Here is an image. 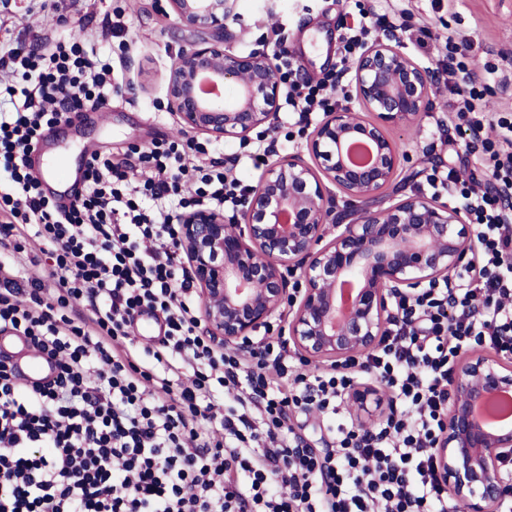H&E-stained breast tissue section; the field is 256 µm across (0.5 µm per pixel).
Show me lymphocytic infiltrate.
<instances>
[{
  "label": "lymphocytic infiltrate",
  "mask_w": 512,
  "mask_h": 512,
  "mask_svg": "<svg viewBox=\"0 0 512 512\" xmlns=\"http://www.w3.org/2000/svg\"><path fill=\"white\" fill-rule=\"evenodd\" d=\"M402 32L399 15H362L344 56L374 31ZM96 36L18 45L0 56L11 74L0 113V329L25 336L59 367L29 388L0 363V512H448L434 444L443 433L448 376L477 347L512 357V113L494 111L448 36L438 71L482 145L481 169L442 168L441 188L463 199L477 262L455 282L429 283L393 303L394 316L362 371L291 365L283 337L219 349L198 331L199 302L178 247L192 206L232 211L251 184L192 139L92 155L84 190L48 196L29 155L46 130L108 104L117 87ZM278 76L299 122L337 108L339 75L298 81L286 48ZM496 139L482 137L485 125ZM49 247L43 277L26 276L28 234ZM82 319H74L77 307ZM161 319L156 348L124 349L138 316ZM392 394L374 428L338 427L316 450L291 414H336L362 376Z\"/></svg>",
  "instance_id": "obj_1"
}]
</instances>
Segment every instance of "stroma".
<instances>
[{
    "label": "stroma",
    "instance_id": "35a3bbf8",
    "mask_svg": "<svg viewBox=\"0 0 512 512\" xmlns=\"http://www.w3.org/2000/svg\"><path fill=\"white\" fill-rule=\"evenodd\" d=\"M401 9L408 30L430 31L422 46L402 39L403 51L433 69L446 53L448 32L460 33L470 42L467 64L487 98L500 110L512 111V0H237L236 15L223 32L183 28L166 0H70L64 13L54 9L53 0H8L0 4V47L64 36L81 28L96 31L105 14L120 12L129 50L112 66L122 84L121 94L107 108L84 112L79 127L49 135L53 151L93 142L100 150L118 154L132 144L145 148L181 136L177 116L164 106L166 76L179 48L213 41L224 33L234 48H260L270 46L278 35L293 50L301 72L319 78L339 69V38L360 15ZM449 97L444 85H435L428 111L419 121L385 128L404 155L394 184L444 204L448 194L433 192L426 183L433 164L441 160L473 167L480 155L467 137L454 136L445 145L432 132L431 117Z\"/></svg>",
    "mask_w": 512,
    "mask_h": 512
}]
</instances>
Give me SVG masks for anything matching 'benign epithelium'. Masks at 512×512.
<instances>
[{
  "label": "benign epithelium",
  "mask_w": 512,
  "mask_h": 512,
  "mask_svg": "<svg viewBox=\"0 0 512 512\" xmlns=\"http://www.w3.org/2000/svg\"><path fill=\"white\" fill-rule=\"evenodd\" d=\"M182 25L224 29L236 0H168ZM355 100L377 113L362 120L352 108L323 113L307 151L274 160L239 214L201 206L180 218L186 255L210 335L227 347L248 346L253 334L288 311V343L304 362L339 363L372 351L393 315L398 293L450 279L473 249L468 213L412 193L383 210L372 203L393 180L400 153L384 125L407 123L422 112L434 71L416 64L397 44L367 45L349 66ZM283 95L273 53L237 51L220 39L182 49L166 80L170 111L182 128L209 140H247L275 132ZM373 148L369 163L349 160L352 143ZM353 208L336 222L330 187ZM452 401L436 444L443 479L470 512H491L508 482L500 458L512 450V425L492 426L479 406L512 392V361L472 352L450 379ZM359 411L381 403L377 390L352 389Z\"/></svg>",
  "instance_id": "obj_1"
}]
</instances>
